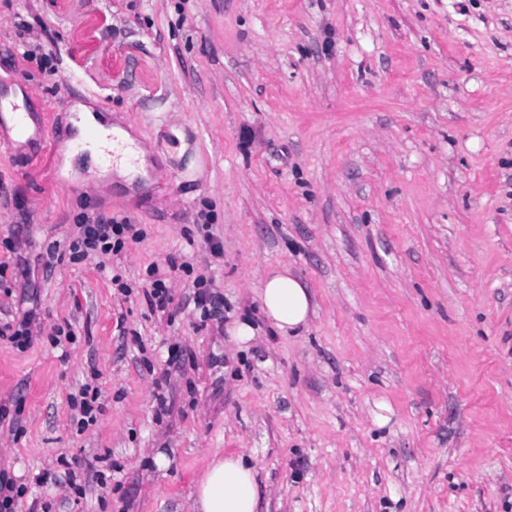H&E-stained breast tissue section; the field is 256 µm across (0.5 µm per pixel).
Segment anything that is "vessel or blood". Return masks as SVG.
<instances>
[{
    "mask_svg": "<svg viewBox=\"0 0 512 512\" xmlns=\"http://www.w3.org/2000/svg\"><path fill=\"white\" fill-rule=\"evenodd\" d=\"M28 100L29 92L23 78L0 82V130L9 129L17 139L38 148L46 141L48 118L46 113L31 111ZM114 142L111 132L101 128L99 122L90 121L82 133L57 139L54 149L60 155L80 150L109 158L113 155Z\"/></svg>",
    "mask_w": 512,
    "mask_h": 512,
    "instance_id": "vessel-or-blood-1",
    "label": "vessel or blood"
}]
</instances>
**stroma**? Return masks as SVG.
<instances>
[{"label": "stroma", "mask_w": 512, "mask_h": 512, "mask_svg": "<svg viewBox=\"0 0 512 512\" xmlns=\"http://www.w3.org/2000/svg\"><path fill=\"white\" fill-rule=\"evenodd\" d=\"M11 74L50 126L73 94L147 151L128 186L0 134V263L10 237L29 268L0 325L37 313L28 347L0 337L11 512H192L228 452L258 512H512V0H0ZM99 213L141 239L45 271ZM284 266L314 299L296 333L260 311Z\"/></svg>", "instance_id": "35a3bbf8"}]
</instances>
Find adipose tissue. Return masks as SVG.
Here are the masks:
<instances>
[{"mask_svg": "<svg viewBox=\"0 0 512 512\" xmlns=\"http://www.w3.org/2000/svg\"><path fill=\"white\" fill-rule=\"evenodd\" d=\"M261 309L280 332L306 325L310 294L289 269L269 274L261 283ZM259 485L250 462L241 454L217 456L198 481L196 512H256Z\"/></svg>", "mask_w": 512, "mask_h": 512, "instance_id": "obj_1", "label": "adipose tissue"}]
</instances>
